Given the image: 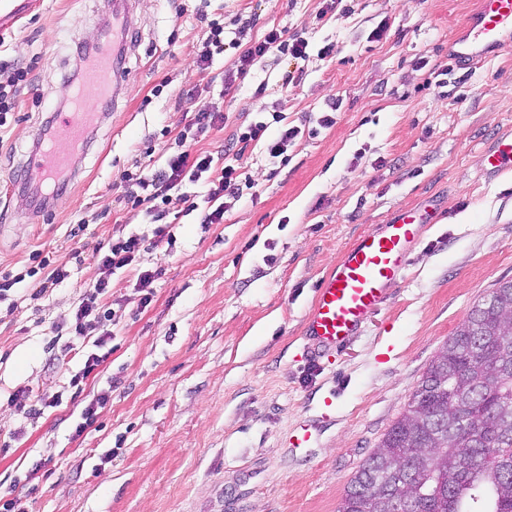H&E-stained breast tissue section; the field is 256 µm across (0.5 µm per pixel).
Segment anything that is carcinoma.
I'll return each mask as SVG.
<instances>
[{"label":"carcinoma","mask_w":512,"mask_h":512,"mask_svg":"<svg viewBox=\"0 0 512 512\" xmlns=\"http://www.w3.org/2000/svg\"><path fill=\"white\" fill-rule=\"evenodd\" d=\"M489 296L439 349L337 512H512V280Z\"/></svg>","instance_id":"obj_1"}]
</instances>
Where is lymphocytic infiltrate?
<instances>
[{"label":"lymphocytic infiltrate","instance_id":"1","mask_svg":"<svg viewBox=\"0 0 512 512\" xmlns=\"http://www.w3.org/2000/svg\"><path fill=\"white\" fill-rule=\"evenodd\" d=\"M308 46V40L301 34L289 36L283 30L269 29L261 39L248 43L236 61V71L240 74L246 72L274 51L295 60L306 59ZM281 120L282 117L278 114L269 122L262 118L254 119L243 130L237 132L236 140L245 146L265 143L271 158H286L289 146L295 143L301 130L295 126L281 127L277 137H269L267 131L271 123H280ZM226 121V115L219 110L197 113L180 136V150L170 154L162 168L151 173H123L126 200L136 206L151 204L157 225L148 234L134 233L113 239L103 255L98 256L97 277L92 287L86 289L81 296L72 316L70 330L73 338H87L95 323L100 322L101 299L110 288V278L114 271L131 266L140 252L156 246L169 236V227L163 222L167 205L175 202L183 205L185 212L196 210V203L185 189L187 182L207 178V201L211 203L212 209L205 213L203 221L207 224H218L223 221L227 200L240 196L239 166L228 162L224 167H215L210 154L191 153L186 145L197 141L198 137L209 129L224 125Z\"/></svg>","mask_w":512,"mask_h":512}]
</instances>
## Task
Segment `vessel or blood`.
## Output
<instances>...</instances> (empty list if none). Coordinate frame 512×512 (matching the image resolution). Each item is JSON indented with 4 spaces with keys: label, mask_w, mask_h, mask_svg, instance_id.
Masks as SVG:
<instances>
[{
    "label": "vessel or blood",
    "mask_w": 512,
    "mask_h": 512,
    "mask_svg": "<svg viewBox=\"0 0 512 512\" xmlns=\"http://www.w3.org/2000/svg\"><path fill=\"white\" fill-rule=\"evenodd\" d=\"M135 0H112V19L94 57L88 62L81 85L70 90V111L57 113L54 136L44 148L32 151L24 172L49 184L67 170L85 144L86 128L99 118L125 76L115 58L132 24ZM512 36V0H478L460 45L452 50L455 61L467 65L483 50L503 45ZM490 169L512 170V135L501 136L495 150L484 156ZM435 206L402 209L387 224L360 235L319 281L305 320V334L319 349L349 342L384 303L387 291L403 279L413 245L429 225L438 223Z\"/></svg>",
    "instance_id": "1"
}]
</instances>
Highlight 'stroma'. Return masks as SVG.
I'll use <instances>...</instances> for the list:
<instances>
[{
	"label": "stroma",
	"instance_id": "stroma-1",
	"mask_svg": "<svg viewBox=\"0 0 512 512\" xmlns=\"http://www.w3.org/2000/svg\"><path fill=\"white\" fill-rule=\"evenodd\" d=\"M476 0H139L124 43L127 78L57 200L37 205L21 167L48 113L62 110L76 46L99 38L104 0H36L0 28V57L32 65L0 127V492L27 512H337L354 475L404 411L438 349L473 304L512 280V171L482 154L512 133V39L453 68L448 43ZM226 46L208 69L196 53L208 21ZM273 27L304 34L309 56L269 53L225 87L239 49ZM328 56H320L324 46ZM340 102L336 122L319 113ZM225 127L196 143L216 166L238 152L235 126L279 112L305 134L274 162L242 151V198L220 224L171 208V235L117 271L102 304L111 352L84 399L110 398L82 435L62 393L63 323L96 277L112 237L146 231L119 177L163 164L195 113ZM436 204L439 224L410 255L403 282L350 342L303 336L314 290L365 232L397 210ZM80 262H73V255ZM71 276L30 300L35 269ZM161 269L149 283L141 272ZM37 276V277H38ZM45 404L24 417L14 393ZM39 467L37 484L27 476Z\"/></svg>",
	"mask_w": 512,
	"mask_h": 512
}]
</instances>
